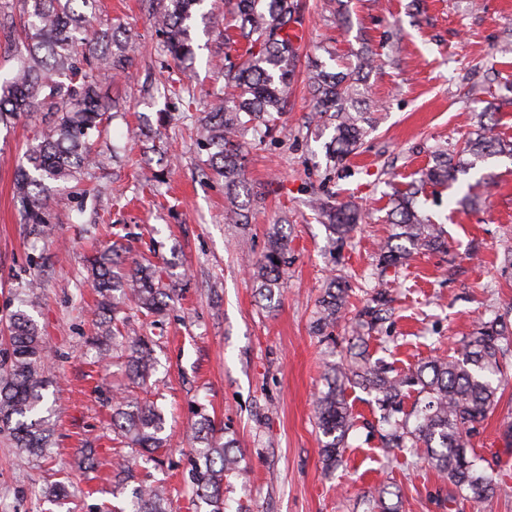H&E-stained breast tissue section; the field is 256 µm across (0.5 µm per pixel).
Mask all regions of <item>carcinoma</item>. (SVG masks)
<instances>
[{
	"mask_svg": "<svg viewBox=\"0 0 512 512\" xmlns=\"http://www.w3.org/2000/svg\"><path fill=\"white\" fill-rule=\"evenodd\" d=\"M164 47L177 63L195 57L191 30L204 0H146ZM232 6L237 35L246 49L239 59H226L224 94L214 97L210 110L197 117L200 149L208 152L209 167L224 178V193L230 215L242 209V193L250 192L242 145L233 137L249 129L261 137L275 128L273 113L284 110L289 88L296 77V26L302 25V0H225ZM97 0H0V29L12 34L15 65L0 75V124L25 117L40 128L28 145L16 174L14 196L30 232H49L48 202L52 194L81 179L95 163L91 138L99 131L110 110L101 95L109 78L125 75L137 47L131 38L119 40L92 21ZM309 88L314 100L313 120L333 131L328 143L329 159L340 162L356 154L365 134L363 113L355 106L363 97L359 78L353 72H329L322 62H308ZM493 156L512 158V142L479 123L469 136L463 155L443 156L427 168L421 184L453 182ZM415 188L393 200L389 213L392 233L378 246L379 261L396 265L405 251V240L416 250L448 248L441 230L418 214ZM317 219L331 234L345 238L360 223L359 213L348 205H336L320 195L311 200ZM89 269L101 312L91 342L105 358L119 350L125 358L132 383H147L156 371L155 341L140 334L126 318L128 304L155 321L167 314V300L177 293L176 284L163 281L151 263L127 259L118 249H106L89 260ZM291 263L288 241L278 228L267 237L266 251L253 277L259 294L273 298L275 289ZM37 284L25 286L22 308L8 319L9 364L0 365V433H8L14 447L40 455L52 443L53 424L46 407V390L52 368L44 352L43 336L30 310L38 303ZM349 304L348 290L331 282L318 301L314 331L323 334L343 317ZM389 311V300L380 292L358 309L355 329H374ZM512 303L503 312L480 322L444 356H438L401 374L383 364L370 363L363 337H351L349 358L326 365L327 389L316 401L319 426L327 441L321 448L326 469L341 462L342 451L355 417L344 398L346 385L358 386L374 395L383 422L389 429L385 443L390 448H409L419 459L448 481V503L466 501L477 509L499 494L505 483L491 463L480 466L481 457H467L470 437L499 403L498 392L512 379ZM418 388L423 406L398 419L403 393ZM195 448L191 449L189 478L204 512H225L224 480L241 475L235 441L224 438L206 409L196 413ZM162 411L134 393L112 404L115 439L142 452L167 446L163 436ZM388 487L372 493L376 512H400V503H386ZM69 496V486L55 483L44 498L59 504ZM167 492L161 485L140 484L133 492L128 512H168Z\"/></svg>",
	"mask_w": 512,
	"mask_h": 512,
	"instance_id": "obj_1",
	"label": "carcinoma"
}]
</instances>
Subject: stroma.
<instances>
[{
  "mask_svg": "<svg viewBox=\"0 0 512 512\" xmlns=\"http://www.w3.org/2000/svg\"><path fill=\"white\" fill-rule=\"evenodd\" d=\"M301 56L325 58L328 69L353 70L365 50L377 61L365 77L369 122L358 153L330 166V133L309 127L310 97L296 86L274 137L245 144L247 177L261 201H249V221L234 223L224 181L207 168L196 145L193 113L224 86L217 60L229 47L224 0H206V23L196 24L198 46L189 69L178 68L163 47L144 0H99L102 27H122L139 51L126 76L107 88L122 112L108 119L93 150L101 162L50 201L54 233L33 235L12 196L15 170L37 131L19 119L0 125V319L19 305L28 281L41 302L32 316L56 366L45 396L57 419L54 445L44 456L18 452L0 436V512H46L47 486L70 476L73 489L60 512L117 508L131 490L114 494L116 455L130 448L112 439V397L129 380L121 366L98 359L88 343L98 319L85 257L120 241L128 257L150 258L178 274L179 295L168 317L152 326L133 322L158 339L155 380L142 396L165 416L170 447L142 461L139 477L164 483L168 512H196L188 487V438L197 406H205L236 438L245 474L224 485L226 512H370L369 495L388 486L401 512H472L449 505L448 485L403 448L384 447L372 395L346 387L356 426L343 464L322 468L323 436L315 399L325 390L324 364L347 354L350 319L331 336L313 321L328 280L345 275L358 291L388 289L393 312L370 331L366 354L401 372L447 353L479 321L512 302V273L500 259L512 249V159L492 157L455 182L426 186L418 211L439 225L444 252L412 251L403 267L379 271L377 244L388 237L394 194L408 190L438 150H453L487 112L496 133L512 139V0H343L347 21L335 24L331 0H303ZM181 81L194 97L166 127L167 111L155 87ZM169 169L165 184L146 183L152 159ZM353 201L363 221L345 239L330 236L308 207L311 192ZM475 207L460 206L464 195ZM279 228L293 263L273 299L262 298L251 271L267 235ZM512 411V387L471 441L476 455L499 457L512 473L500 421ZM95 450L98 465L77 468L79 451Z\"/></svg>",
  "mask_w": 512,
  "mask_h": 512,
  "instance_id": "35a3bbf8",
  "label": "stroma"
}]
</instances>
